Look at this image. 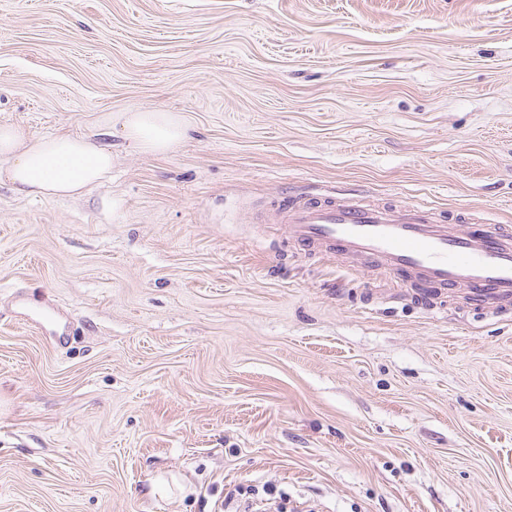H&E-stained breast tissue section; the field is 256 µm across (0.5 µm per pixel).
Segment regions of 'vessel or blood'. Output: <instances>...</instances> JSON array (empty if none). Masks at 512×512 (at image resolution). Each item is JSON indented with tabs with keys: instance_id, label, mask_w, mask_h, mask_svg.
Returning <instances> with one entry per match:
<instances>
[{
	"instance_id": "vessel-or-blood-1",
	"label": "vessel or blood",
	"mask_w": 512,
	"mask_h": 512,
	"mask_svg": "<svg viewBox=\"0 0 512 512\" xmlns=\"http://www.w3.org/2000/svg\"><path fill=\"white\" fill-rule=\"evenodd\" d=\"M269 223L286 225L300 251L345 268H381L411 282L428 302L461 297L488 314L512 310V226L449 224L422 204L300 194L274 203Z\"/></svg>"
}]
</instances>
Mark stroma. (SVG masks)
<instances>
[{
	"instance_id": "stroma-1",
	"label": "stroma",
	"mask_w": 512,
	"mask_h": 512,
	"mask_svg": "<svg viewBox=\"0 0 512 512\" xmlns=\"http://www.w3.org/2000/svg\"><path fill=\"white\" fill-rule=\"evenodd\" d=\"M133 109L188 138L137 150ZM2 123L104 133L112 176L0 184V512H512V311L252 222L512 225V0H0ZM122 127L125 138L137 149L148 153L173 149L187 131L181 114L158 110L126 112Z\"/></svg>"
}]
</instances>
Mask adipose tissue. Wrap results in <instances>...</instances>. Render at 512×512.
<instances>
[{"mask_svg": "<svg viewBox=\"0 0 512 512\" xmlns=\"http://www.w3.org/2000/svg\"><path fill=\"white\" fill-rule=\"evenodd\" d=\"M122 127L126 139L148 153L173 149L187 131L181 114L158 110L125 113ZM111 171L112 151L97 135L35 137L19 126H0V181L19 193L76 198Z\"/></svg>", "mask_w": 512, "mask_h": 512, "instance_id": "obj_1", "label": "adipose tissue"}]
</instances>
